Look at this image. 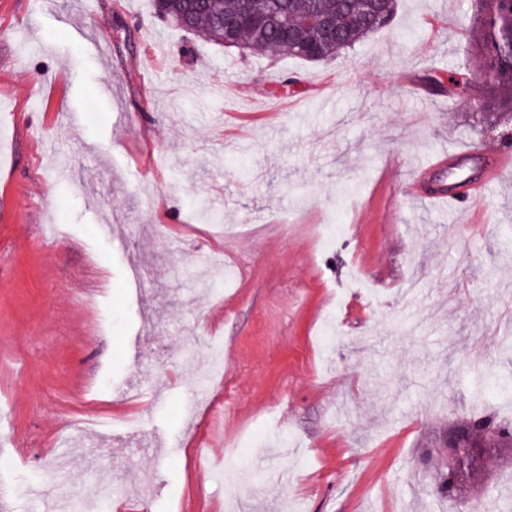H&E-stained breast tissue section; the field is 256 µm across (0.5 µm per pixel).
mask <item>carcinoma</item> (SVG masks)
Returning <instances> with one entry per match:
<instances>
[{"instance_id": "1", "label": "carcinoma", "mask_w": 512, "mask_h": 512, "mask_svg": "<svg viewBox=\"0 0 512 512\" xmlns=\"http://www.w3.org/2000/svg\"><path fill=\"white\" fill-rule=\"evenodd\" d=\"M479 38L475 63L488 92L482 112H512V9L505 0H475ZM153 12L187 34L201 35L217 45L224 44V17L247 11L266 20L262 27L242 29L233 45L249 53L265 56H293L308 62L338 58L374 32L388 26L395 14V0H382L380 14L369 15L366 0H152ZM328 19L335 35L323 37L314 30L317 18ZM292 26L304 39L288 43L281 28ZM476 447L464 466L448 458L443 487L454 495L459 474L471 465Z\"/></svg>"}]
</instances>
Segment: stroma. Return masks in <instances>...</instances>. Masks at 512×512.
Instances as JSON below:
<instances>
[{
  "label": "stroma",
  "mask_w": 512,
  "mask_h": 512,
  "mask_svg": "<svg viewBox=\"0 0 512 512\" xmlns=\"http://www.w3.org/2000/svg\"><path fill=\"white\" fill-rule=\"evenodd\" d=\"M470 14L398 0L309 63L151 0H0V486L53 441L73 458L11 512L99 487L101 512H512V438L437 487L450 434L512 425V174L468 211L407 193L432 153L497 145L480 73L472 98L423 85Z\"/></svg>",
  "instance_id": "35a3bbf8"
}]
</instances>
